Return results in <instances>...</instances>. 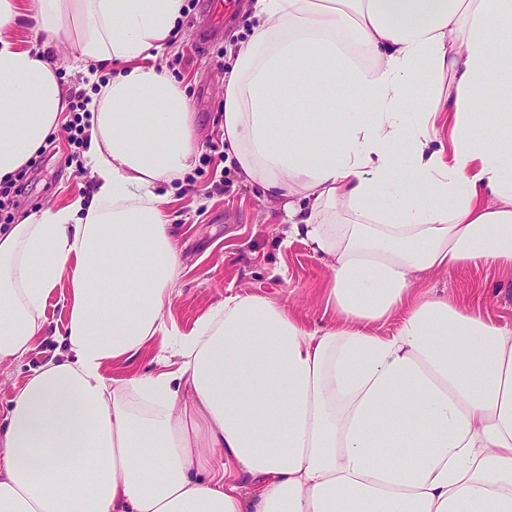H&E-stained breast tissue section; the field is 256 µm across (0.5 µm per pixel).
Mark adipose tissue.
<instances>
[{
	"label": "adipose tissue",
	"mask_w": 512,
	"mask_h": 512,
	"mask_svg": "<svg viewBox=\"0 0 512 512\" xmlns=\"http://www.w3.org/2000/svg\"><path fill=\"white\" fill-rule=\"evenodd\" d=\"M185 8L0 0V180L68 109L48 45L128 67L88 105L90 202L0 229V369L41 346L52 294L66 313L63 354L0 414V512H512V319L473 310L474 281L415 287L512 275V0H255L224 142L330 270L332 318L244 293L186 331L155 188L199 144L148 63ZM26 20L41 46L13 39ZM152 353L159 371H125ZM472 279H478L483 287L482 311L492 317L512 315V279L500 273L494 266H486L479 272L460 271L427 275L416 282V288L441 289L465 288Z\"/></svg>",
	"instance_id": "obj_1"
}]
</instances>
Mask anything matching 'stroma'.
<instances>
[{
    "label": "stroma",
    "mask_w": 512,
    "mask_h": 512,
    "mask_svg": "<svg viewBox=\"0 0 512 512\" xmlns=\"http://www.w3.org/2000/svg\"><path fill=\"white\" fill-rule=\"evenodd\" d=\"M254 23L251 0H241L240 8L228 18L215 14L206 0H186L171 47L153 60L154 66L184 87L203 145L193 167L182 178L160 187L168 199L167 217L176 227L184 255L176 283L179 295L171 312L172 319L184 330L230 290L286 302L310 326L319 324L322 315L318 289L329 271L309 245L286 240L280 229V200L244 184L235 166L225 165L219 173L211 162L222 141L224 74L247 42ZM58 56L60 79L68 94H89L113 75L112 70L101 68L94 76H87L76 68L68 45L60 46ZM71 153L68 132L59 129L33 161L24 194L9 215L0 216V225L90 194V173L69 163ZM474 279L483 287V312L493 317L512 315V277L491 265L476 273L429 275L419 285L451 290L465 287ZM46 315L49 334L42 346L23 364L0 373V407L10 398L13 384L54 352L57 342L53 333L61 327L64 312L52 304Z\"/></svg>",
    "instance_id": "1"
}]
</instances>
